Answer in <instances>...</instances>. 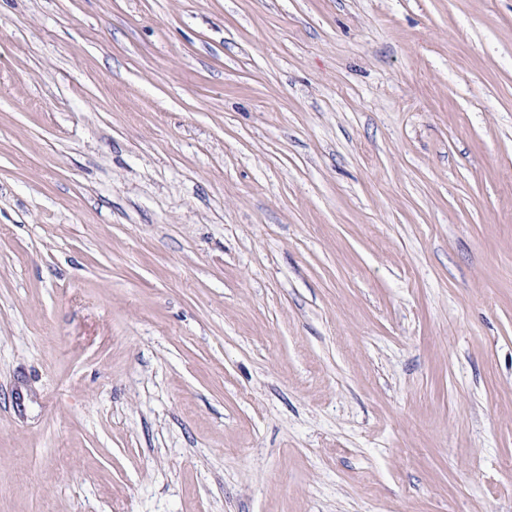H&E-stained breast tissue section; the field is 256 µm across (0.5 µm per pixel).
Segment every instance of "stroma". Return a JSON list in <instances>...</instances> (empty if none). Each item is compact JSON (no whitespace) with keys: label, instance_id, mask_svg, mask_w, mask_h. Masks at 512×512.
<instances>
[{"label":"stroma","instance_id":"35a3bbf8","mask_svg":"<svg viewBox=\"0 0 512 512\" xmlns=\"http://www.w3.org/2000/svg\"><path fill=\"white\" fill-rule=\"evenodd\" d=\"M0 512H512V0H0Z\"/></svg>","mask_w":512,"mask_h":512}]
</instances>
